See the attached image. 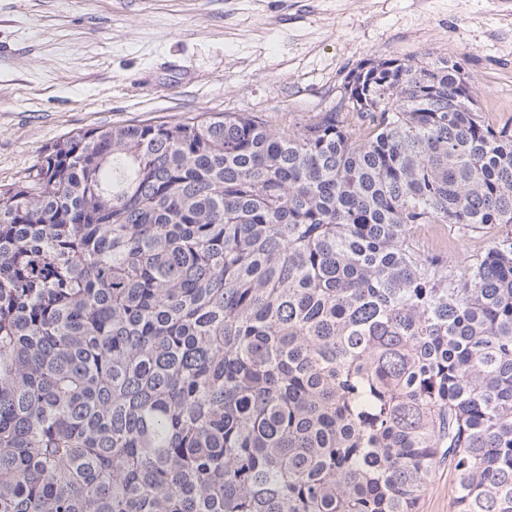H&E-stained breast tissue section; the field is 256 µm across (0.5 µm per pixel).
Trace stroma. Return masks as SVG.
I'll return each mask as SVG.
<instances>
[{
  "mask_svg": "<svg viewBox=\"0 0 512 512\" xmlns=\"http://www.w3.org/2000/svg\"><path fill=\"white\" fill-rule=\"evenodd\" d=\"M390 57L457 64L481 116L512 124V0H0V186L89 129L203 112L293 125ZM430 233L458 263L492 238Z\"/></svg>",
  "mask_w": 512,
  "mask_h": 512,
  "instance_id": "obj_1",
  "label": "stroma"
}]
</instances>
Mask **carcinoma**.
I'll use <instances>...</instances> for the list:
<instances>
[{
	"instance_id": "carcinoma-1",
	"label": "carcinoma",
	"mask_w": 512,
	"mask_h": 512,
	"mask_svg": "<svg viewBox=\"0 0 512 512\" xmlns=\"http://www.w3.org/2000/svg\"><path fill=\"white\" fill-rule=\"evenodd\" d=\"M422 224L502 232L459 272ZM445 462L455 512H512V127L456 64L0 188V512H422Z\"/></svg>"
}]
</instances>
